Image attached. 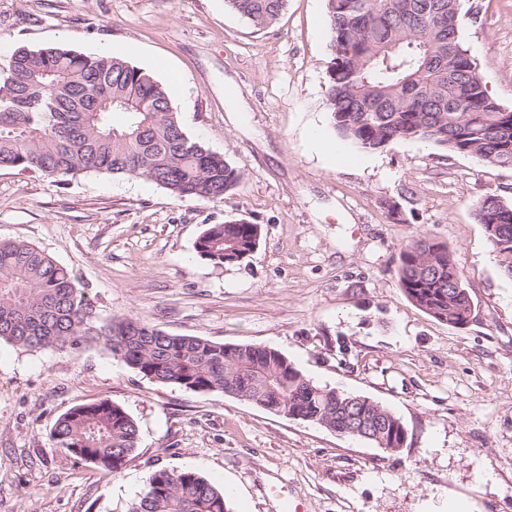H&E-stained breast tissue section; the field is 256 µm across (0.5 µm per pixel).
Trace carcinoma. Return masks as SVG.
Returning a JSON list of instances; mask_svg holds the SVG:
<instances>
[{"label": "carcinoma", "instance_id": "carcinoma-1", "mask_svg": "<svg viewBox=\"0 0 512 512\" xmlns=\"http://www.w3.org/2000/svg\"><path fill=\"white\" fill-rule=\"evenodd\" d=\"M332 58L326 101L340 136L363 150L397 140L431 143L512 169V109L489 95L461 38L463 0H326ZM254 28L288 0H227ZM57 181L87 174L145 178L177 199L224 201L241 174L187 134L164 84L121 58L62 47H20L0 67V169ZM504 275L512 278V204L490 194L475 209ZM256 224L208 225L199 257L237 265L259 244ZM399 285L419 308L460 327L464 273L448 247L419 234L399 255ZM27 351L93 343L162 384L234 395L329 429L359 412L357 396L314 383L277 351L173 335L135 317L92 320L67 266L23 240H0V343ZM387 446L401 419L376 404ZM57 447L107 474L135 456L134 419L107 399L75 405L51 432ZM128 512H231L227 491L191 469L153 471Z\"/></svg>", "mask_w": 512, "mask_h": 512}]
</instances>
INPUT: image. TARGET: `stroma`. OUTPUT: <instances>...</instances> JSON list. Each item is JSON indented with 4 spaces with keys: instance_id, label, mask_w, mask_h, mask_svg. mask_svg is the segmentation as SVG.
I'll list each match as a JSON object with an SVG mask.
<instances>
[{
    "instance_id": "35a3bbf8",
    "label": "stroma",
    "mask_w": 512,
    "mask_h": 512,
    "mask_svg": "<svg viewBox=\"0 0 512 512\" xmlns=\"http://www.w3.org/2000/svg\"><path fill=\"white\" fill-rule=\"evenodd\" d=\"M461 37L488 93L512 108V0H468ZM170 93L186 132L241 180L223 201L179 200L144 179L60 183L0 170V239L73 269L98 320L135 316L170 334L283 354L313 382L402 420L389 452L232 395L143 377L102 345L69 353L0 344V512H127L158 468L230 487L233 512H512V279L475 216L512 203V169L416 140L365 151L325 101L326 0H288L256 30L225 0H0V65L21 46L104 53ZM399 215L391 217L387 206ZM259 225L254 253L214 266L210 224ZM445 243L465 275L455 328L398 283L417 234ZM106 398L137 423V455L105 474L56 448L70 407Z\"/></svg>"
}]
</instances>
